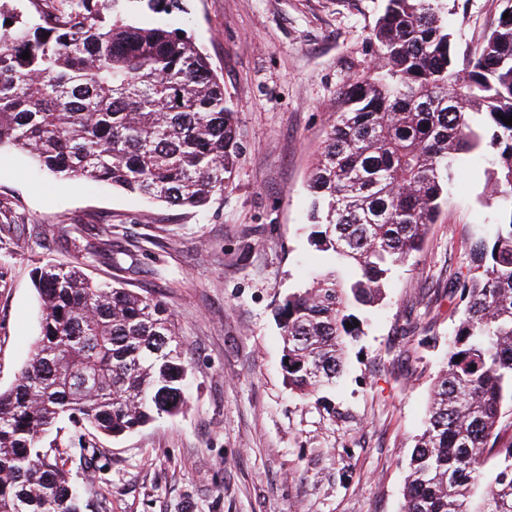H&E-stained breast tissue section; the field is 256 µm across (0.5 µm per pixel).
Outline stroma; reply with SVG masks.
Instances as JSON below:
<instances>
[{"label":"stroma","instance_id":"1","mask_svg":"<svg viewBox=\"0 0 512 512\" xmlns=\"http://www.w3.org/2000/svg\"><path fill=\"white\" fill-rule=\"evenodd\" d=\"M460 52L478 48L499 0H444ZM178 25L224 79L240 156L202 208L152 203L121 188L60 181L0 149V389L39 331L32 284L46 259L75 260L63 230L91 224L120 279L162 300L185 345L186 407L118 439L87 436L73 478L86 512H402L409 459L435 377L462 314L448 286L491 235L488 162L461 165L454 199L422 252L397 268L334 388L309 399L283 378L276 310L325 263L311 246L307 180L344 89L376 61L385 0H185Z\"/></svg>","mask_w":512,"mask_h":512}]
</instances>
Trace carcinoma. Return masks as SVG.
<instances>
[{
    "label": "carcinoma",
    "instance_id": "1",
    "mask_svg": "<svg viewBox=\"0 0 512 512\" xmlns=\"http://www.w3.org/2000/svg\"><path fill=\"white\" fill-rule=\"evenodd\" d=\"M41 2L29 0L31 17L0 13V148L62 181L107 182L171 206L223 194L235 110L209 58L171 20L184 0H136L161 16L149 24L125 19L126 0H56L51 12ZM439 2L386 0L371 37L377 62L350 78L318 147L310 243L330 267L278 307L282 367L304 398L336 385L345 349L363 334L353 322L422 250L452 171L492 148L485 190L503 217L449 288L465 306L411 453L403 512H512V436L499 428L512 403V125L502 121L512 116V0H500L509 17L462 59ZM66 239L110 259L106 240ZM33 285L40 332L0 391V512H84L71 464L86 445L47 436L66 421L116 438L181 412L183 342L164 303L95 281L78 262L45 261Z\"/></svg>",
    "mask_w": 512,
    "mask_h": 512
}]
</instances>
